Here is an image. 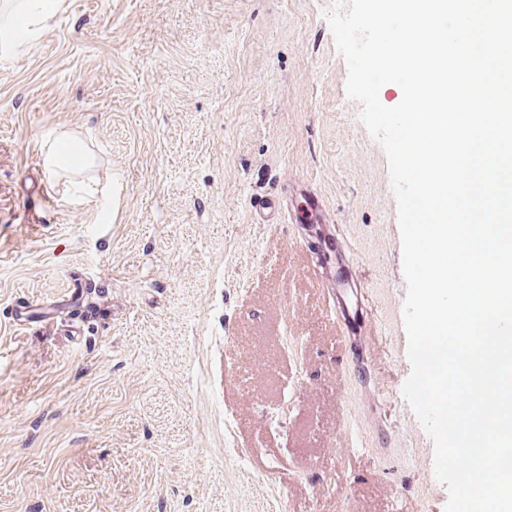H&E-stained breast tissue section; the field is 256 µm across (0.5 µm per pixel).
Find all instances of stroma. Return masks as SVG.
<instances>
[{
	"label": "stroma",
	"mask_w": 512,
	"mask_h": 512,
	"mask_svg": "<svg viewBox=\"0 0 512 512\" xmlns=\"http://www.w3.org/2000/svg\"><path fill=\"white\" fill-rule=\"evenodd\" d=\"M347 73L323 0H61L0 56V512H445ZM56 129L92 168L32 163ZM300 181L355 253L357 366L251 205Z\"/></svg>",
	"instance_id": "1"
}]
</instances>
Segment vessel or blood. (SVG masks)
<instances>
[{
  "mask_svg": "<svg viewBox=\"0 0 512 512\" xmlns=\"http://www.w3.org/2000/svg\"><path fill=\"white\" fill-rule=\"evenodd\" d=\"M255 208L261 214L283 216L300 225L303 243L316 259L321 285L334 302L343 336L346 341H356L365 318L362 285L353 274V249L337 233L320 196L301 182L288 196L256 198Z\"/></svg>",
  "mask_w": 512,
  "mask_h": 512,
  "instance_id": "obj_1",
  "label": "vessel or blood"
}]
</instances>
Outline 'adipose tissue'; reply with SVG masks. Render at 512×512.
Instances as JSON below:
<instances>
[{
	"label": "adipose tissue",
	"mask_w": 512,
	"mask_h": 512,
	"mask_svg": "<svg viewBox=\"0 0 512 512\" xmlns=\"http://www.w3.org/2000/svg\"><path fill=\"white\" fill-rule=\"evenodd\" d=\"M58 8V0H6L0 7V55L9 56L37 37L44 17Z\"/></svg>",
	"instance_id": "adipose-tissue-1"
}]
</instances>
